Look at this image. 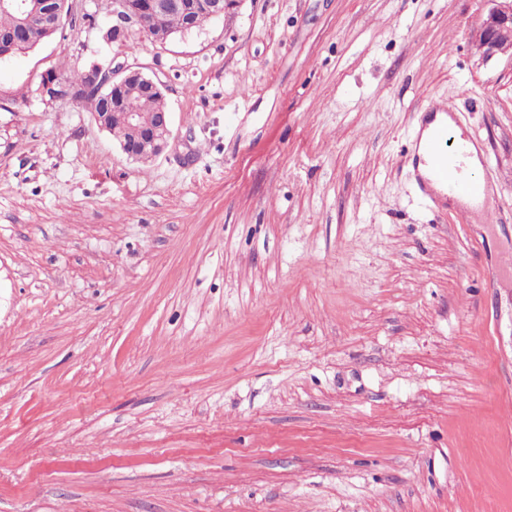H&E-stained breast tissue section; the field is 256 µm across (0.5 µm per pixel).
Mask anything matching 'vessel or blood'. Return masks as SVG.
<instances>
[{"mask_svg": "<svg viewBox=\"0 0 512 512\" xmlns=\"http://www.w3.org/2000/svg\"><path fill=\"white\" fill-rule=\"evenodd\" d=\"M448 105L430 103L421 116L420 126L427 129V138H414L402 163L412 173L420 196L443 208L449 194H456L478 202L488 225L499 222L498 212L489 192L488 177L470 173L468 159L470 140L456 136L447 123L441 122L448 113Z\"/></svg>", "mask_w": 512, "mask_h": 512, "instance_id": "obj_1", "label": "vessel or blood"}]
</instances>
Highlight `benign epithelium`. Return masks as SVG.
<instances>
[{"label": "benign epithelium", "instance_id": "7a95c632", "mask_svg": "<svg viewBox=\"0 0 512 512\" xmlns=\"http://www.w3.org/2000/svg\"><path fill=\"white\" fill-rule=\"evenodd\" d=\"M491 7L482 17L473 34L477 51L486 60L499 55L512 56V0H488ZM48 8L28 0H0V8L9 6L21 16L20 29L0 36V59L7 60L24 46L32 42L44 30L62 29L77 15L85 19V25L95 26L89 11L84 7L86 0H46ZM230 0H114L112 12L113 28L118 32L137 26L143 27L150 17L160 11H181L187 15L204 13L214 19L224 17ZM142 85L149 92L166 100L161 81L147 76L138 68L123 62H112L110 75H105L98 63L86 70V84L75 87L69 97L76 99L88 88L102 84L109 85L112 104L122 108L120 116L126 125L140 133L135 144L123 143L121 151L135 162H151L162 155L169 145L170 137L159 138L155 128L161 126L171 131V117L168 107L160 112H134L125 100V91L131 83Z\"/></svg>", "mask_w": 512, "mask_h": 512}]
</instances>
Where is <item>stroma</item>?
Wrapping results in <instances>:
<instances>
[{"mask_svg": "<svg viewBox=\"0 0 512 512\" xmlns=\"http://www.w3.org/2000/svg\"><path fill=\"white\" fill-rule=\"evenodd\" d=\"M486 0H237L164 43L0 65V512H512V57ZM164 84L126 158L36 98L95 51ZM453 104L501 224L401 164ZM487 1L491 7L474 31L473 43L486 60L506 54L512 57V1Z\"/></svg>", "mask_w": 512, "mask_h": 512, "instance_id": "obj_1", "label": "stroma"}]
</instances>
